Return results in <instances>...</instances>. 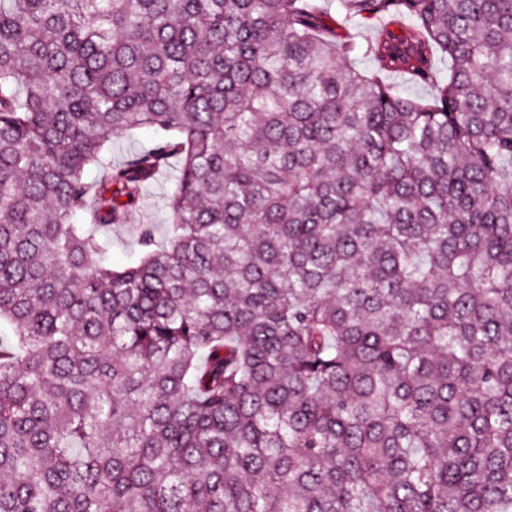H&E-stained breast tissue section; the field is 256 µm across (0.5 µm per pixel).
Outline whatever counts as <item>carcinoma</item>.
I'll use <instances>...</instances> for the list:
<instances>
[{
  "mask_svg": "<svg viewBox=\"0 0 512 512\" xmlns=\"http://www.w3.org/2000/svg\"><path fill=\"white\" fill-rule=\"evenodd\" d=\"M326 2L0 0V512H512V0ZM152 132L149 129L138 130L134 135L129 138H122L113 142L112 148L106 152V157L111 159L112 162L122 160L128 150L133 148L148 147L151 143ZM173 175L174 168L173 170H169L167 174L160 176L150 183L139 201L138 208L142 211L153 213L155 222L159 215L155 206L157 202L172 188ZM138 233V225L135 223L112 227L109 232L110 245L107 252L108 264L112 269H123L139 259L141 253Z\"/></svg>",
  "mask_w": 512,
  "mask_h": 512,
  "instance_id": "cac0c4a2",
  "label": "carcinoma"
}]
</instances>
